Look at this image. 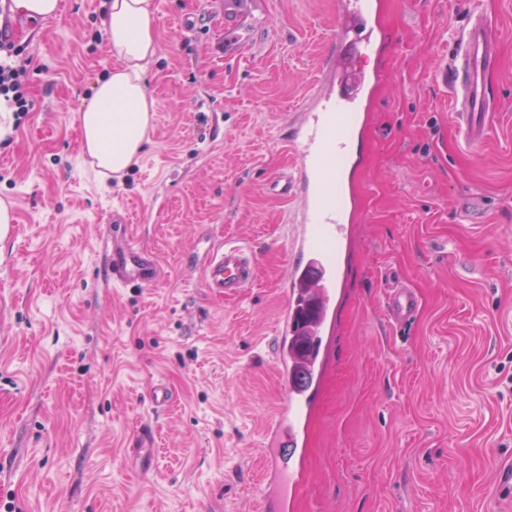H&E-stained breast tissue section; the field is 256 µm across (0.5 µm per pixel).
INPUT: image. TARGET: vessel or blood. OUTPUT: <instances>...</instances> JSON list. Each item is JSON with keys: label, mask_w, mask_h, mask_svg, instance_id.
<instances>
[{"label": "vessel or blood", "mask_w": 512, "mask_h": 512, "mask_svg": "<svg viewBox=\"0 0 512 512\" xmlns=\"http://www.w3.org/2000/svg\"><path fill=\"white\" fill-rule=\"evenodd\" d=\"M377 7L372 0H341L334 46L327 59L331 80L323 82L314 94L307 111L296 118L297 135L290 141L291 150L301 157L292 176L284 177L281 192L299 201V222L291 250L298 255L292 263L289 280L307 278L319 288L322 303H329L332 293L333 265L328 249L340 242L346 224L354 216V206L344 201L342 174L349 157V146L357 132L355 113L366 91L377 82V75H366L352 68L353 53H370L382 34L376 23ZM500 30L496 22L470 10L466 25L453 36L449 63L439 73L448 90L455 126L472 146L486 141L492 130L498 101L489 78L499 67ZM100 252L108 269L106 286L123 288L154 282L159 276L152 253L127 237L101 240ZM255 261L245 245L225 242L210 249L203 265V281L209 292L219 297L240 295L252 285ZM384 308L389 321L405 325L416 317L420 298L403 284H388ZM295 308L287 306L279 321L277 366L286 377H293L290 364L295 335ZM304 389L293 387L291 400L279 408L268 426L267 435L289 439L293 446L304 443L301 424L305 411ZM298 475L276 455L264 462L261 512H288L286 489Z\"/></svg>", "instance_id": "1"}]
</instances>
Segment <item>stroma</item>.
Wrapping results in <instances>:
<instances>
[{
  "mask_svg": "<svg viewBox=\"0 0 512 512\" xmlns=\"http://www.w3.org/2000/svg\"><path fill=\"white\" fill-rule=\"evenodd\" d=\"M154 0L157 101L121 175L89 166L79 109L116 60L105 0L39 21L0 14L32 102L0 141V512H257L264 430L288 400L275 325L294 259L288 127L326 80L336 0ZM491 137L465 144L437 73L471 0H381L379 74L346 175L360 206L336 259L323 375L285 447L293 512H512V0ZM158 280L107 288L99 239L115 211ZM250 246L238 296L204 286L209 244ZM419 293L406 329L382 275ZM166 385L172 403L150 401ZM150 431L156 453L133 456Z\"/></svg>",
  "mask_w": 512,
  "mask_h": 512,
  "instance_id": "35a3bbf8",
  "label": "stroma"
}]
</instances>
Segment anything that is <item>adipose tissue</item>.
Segmentation results:
<instances>
[{"label": "adipose tissue", "mask_w": 512, "mask_h": 512, "mask_svg": "<svg viewBox=\"0 0 512 512\" xmlns=\"http://www.w3.org/2000/svg\"><path fill=\"white\" fill-rule=\"evenodd\" d=\"M107 47L117 63L80 113L84 151L100 174H118L138 156L157 108L144 74L155 57L153 0H108Z\"/></svg>", "instance_id": "ef3b65f1"}]
</instances>
